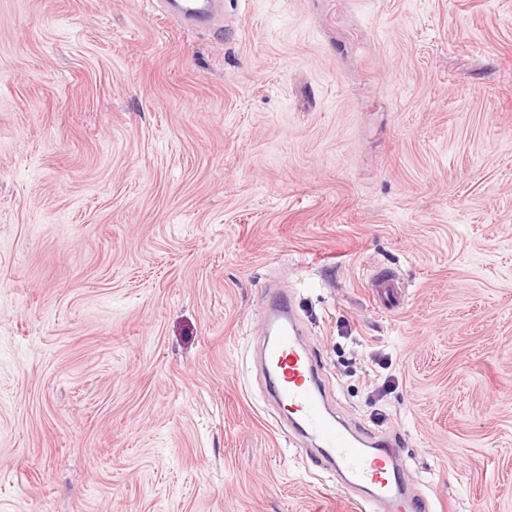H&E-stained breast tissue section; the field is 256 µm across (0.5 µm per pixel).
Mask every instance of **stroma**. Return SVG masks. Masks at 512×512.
Segmentation results:
<instances>
[{"label":"stroma","instance_id":"35a3bbf8","mask_svg":"<svg viewBox=\"0 0 512 512\" xmlns=\"http://www.w3.org/2000/svg\"><path fill=\"white\" fill-rule=\"evenodd\" d=\"M272 285L414 491L512 512V0H0V512H357ZM167 3L171 9L190 22H212L223 8L221 0H191L180 7L173 1Z\"/></svg>","mask_w":512,"mask_h":512}]
</instances>
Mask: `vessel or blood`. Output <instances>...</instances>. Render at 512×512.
Here are the masks:
<instances>
[{
    "label": "vessel or blood",
    "instance_id": "vessel-or-blood-1",
    "mask_svg": "<svg viewBox=\"0 0 512 512\" xmlns=\"http://www.w3.org/2000/svg\"><path fill=\"white\" fill-rule=\"evenodd\" d=\"M223 8L222 0H186L178 14L191 22H211ZM269 337L262 344L264 362L273 373L267 391L284 413L300 419L306 435L324 450L326 468L344 476L348 490L371 489L364 505L368 512L388 507L389 512H433L424 498L407 495L397 466L402 443L390 436L359 440L326 411L329 392L316 357L299 340L301 329L287 295L275 292L266 314Z\"/></svg>",
    "mask_w": 512,
    "mask_h": 512
}]
</instances>
